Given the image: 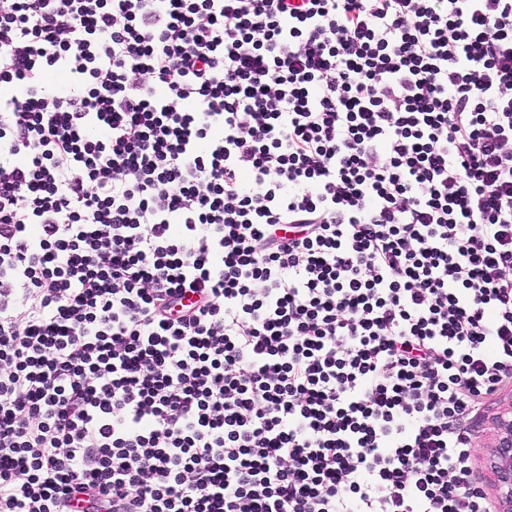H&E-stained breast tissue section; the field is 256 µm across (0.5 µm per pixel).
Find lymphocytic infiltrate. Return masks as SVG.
<instances>
[{
  "mask_svg": "<svg viewBox=\"0 0 512 512\" xmlns=\"http://www.w3.org/2000/svg\"><path fill=\"white\" fill-rule=\"evenodd\" d=\"M508 385L512 0H0V512H492ZM494 401L495 403L485 411L481 418L470 420L466 424L471 434L472 447L476 448V475L486 487L488 477H490L486 461L491 451L489 447L494 443L490 459L493 486L498 493L503 511L512 512V417L510 413L498 417V431L495 439V417L500 413L507 412L512 405L510 388L503 391ZM487 489L499 512L500 504L495 492L491 490V487H487Z\"/></svg>",
  "mask_w": 512,
  "mask_h": 512,
  "instance_id": "obj_1",
  "label": "lymphocytic infiltrate"
}]
</instances>
